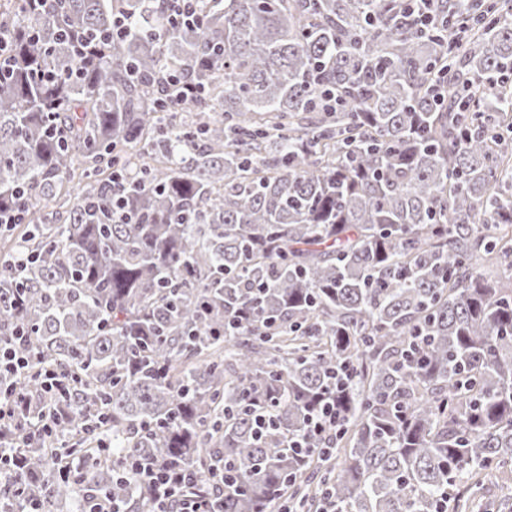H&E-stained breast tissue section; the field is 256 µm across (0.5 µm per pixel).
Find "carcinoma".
I'll list each match as a JSON object with an SVG mask.
<instances>
[{"label": "carcinoma", "instance_id": "cac0c4a2", "mask_svg": "<svg viewBox=\"0 0 512 512\" xmlns=\"http://www.w3.org/2000/svg\"><path fill=\"white\" fill-rule=\"evenodd\" d=\"M501 0L0 3V340L36 370L0 512H149L128 458L198 475L209 512H470L463 475L512 468V13ZM126 17L80 63L66 31ZM203 86L172 109L169 77ZM329 90L333 110L317 100ZM82 165L67 216L37 207ZM28 257L14 268L17 250ZM24 332L23 341L15 339ZM336 392V436L297 457ZM69 417L41 434L44 378ZM272 409V427L255 416ZM224 470V489L217 486ZM195 2V0H167L165 6L170 25L176 27L193 21L202 23V14Z\"/></svg>", "mask_w": 512, "mask_h": 512}]
</instances>
